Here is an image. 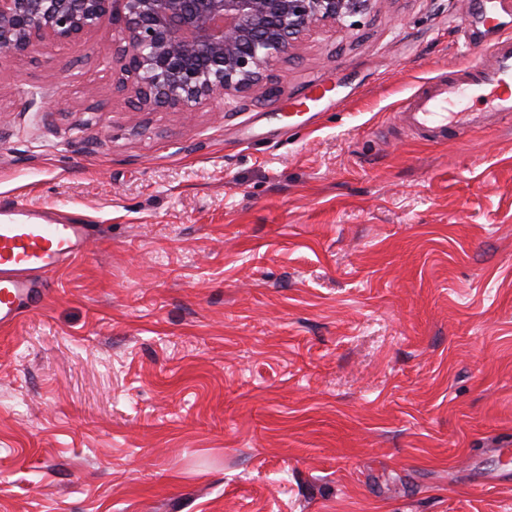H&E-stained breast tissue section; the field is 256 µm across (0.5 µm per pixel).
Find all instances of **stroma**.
I'll return each mask as SVG.
<instances>
[{
    "label": "stroma",
    "instance_id": "35a3bbf8",
    "mask_svg": "<svg viewBox=\"0 0 512 512\" xmlns=\"http://www.w3.org/2000/svg\"><path fill=\"white\" fill-rule=\"evenodd\" d=\"M466 11L373 0L188 112L108 17L0 50V207L97 227L0 329V512H512V125L398 119Z\"/></svg>",
    "mask_w": 512,
    "mask_h": 512
}]
</instances>
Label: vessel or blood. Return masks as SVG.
I'll list each match as a JSON object with an SVG mask.
<instances>
[{"label": "vessel or blood", "mask_w": 512, "mask_h": 512, "mask_svg": "<svg viewBox=\"0 0 512 512\" xmlns=\"http://www.w3.org/2000/svg\"><path fill=\"white\" fill-rule=\"evenodd\" d=\"M484 62L464 78L439 79L421 86L401 106L403 126L441 142L449 133L490 129L512 121V38L480 44ZM486 100V108L458 105L460 96ZM92 236L90 225L30 220L25 208L0 210V327L16 324L24 311L46 297L47 276L83 257Z\"/></svg>", "instance_id": "b4317fda"}]
</instances>
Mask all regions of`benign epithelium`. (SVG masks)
I'll list each match as a JSON object with an SVG mask.
<instances>
[{"label": "benign epithelium", "mask_w": 512, "mask_h": 512, "mask_svg": "<svg viewBox=\"0 0 512 512\" xmlns=\"http://www.w3.org/2000/svg\"><path fill=\"white\" fill-rule=\"evenodd\" d=\"M373 0H0V48L24 55L112 16L132 105L188 112L203 98L276 95L271 62L316 25H345Z\"/></svg>", "instance_id": "7a95c632"}]
</instances>
